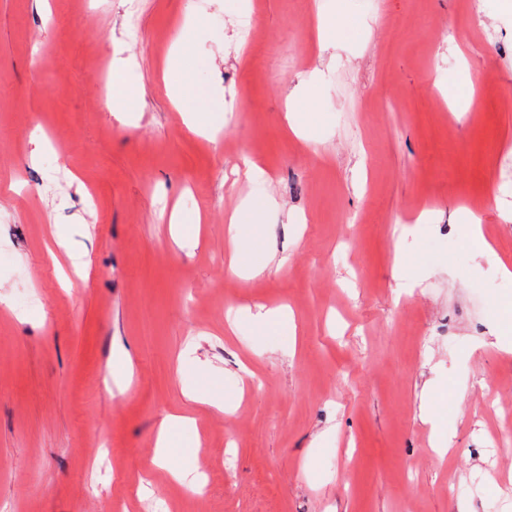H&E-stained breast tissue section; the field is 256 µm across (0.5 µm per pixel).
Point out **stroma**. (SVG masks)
<instances>
[{
    "label": "stroma",
    "instance_id": "stroma-1",
    "mask_svg": "<svg viewBox=\"0 0 512 512\" xmlns=\"http://www.w3.org/2000/svg\"><path fill=\"white\" fill-rule=\"evenodd\" d=\"M115 75L129 111L105 99ZM248 158L264 178L238 176ZM266 195L275 259L229 275L228 218ZM174 210L199 237L174 241ZM73 254L90 267L67 286ZM503 264L512 0H0V512H512ZM426 386L468 391L441 458ZM170 413L202 437L182 485L149 465Z\"/></svg>",
    "mask_w": 512,
    "mask_h": 512
}]
</instances>
